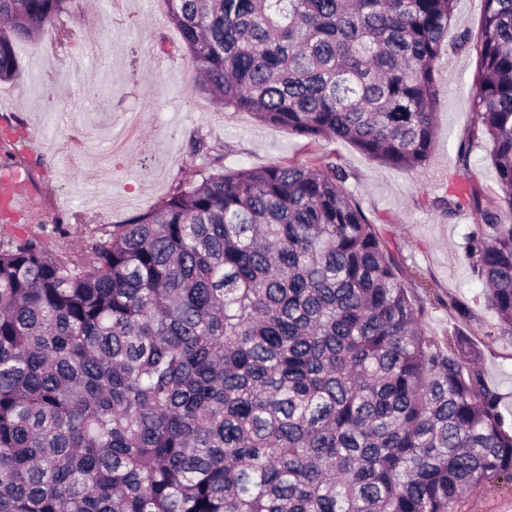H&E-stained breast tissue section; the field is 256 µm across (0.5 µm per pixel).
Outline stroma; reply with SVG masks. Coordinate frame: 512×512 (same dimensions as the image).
Here are the masks:
<instances>
[{"mask_svg": "<svg viewBox=\"0 0 512 512\" xmlns=\"http://www.w3.org/2000/svg\"><path fill=\"white\" fill-rule=\"evenodd\" d=\"M62 22L68 39L52 44L48 31L40 43L19 44V74L0 85V142L16 145L0 169L21 171L28 181L17 215L26 231L81 233L76 214L125 223L167 196L186 171L205 167L203 155L191 152L199 136L223 153L228 172L336 161L347 173L345 189L390 244L422 306L424 334H463L480 350L503 413L512 412V336L500 335L466 257L474 213L444 191L462 185L486 201L499 194L493 145L474 122L473 44L444 47L435 67V149L422 168L406 171L351 144L310 140L223 110L195 88L162 0H72ZM470 140L475 146L459 165V147ZM459 304L468 316L457 315ZM456 512H512V485H485L465 495Z\"/></svg>", "mask_w": 512, "mask_h": 512, "instance_id": "stroma-1", "label": "stroma"}]
</instances>
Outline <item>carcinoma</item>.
Instances as JSON below:
<instances>
[{
    "mask_svg": "<svg viewBox=\"0 0 512 512\" xmlns=\"http://www.w3.org/2000/svg\"><path fill=\"white\" fill-rule=\"evenodd\" d=\"M455 0H164L226 110L412 171ZM70 0H0L14 45ZM475 123L502 195L467 256L512 335V0H484ZM179 181L126 224L0 232V512H456L512 481L479 352L438 343L334 161Z\"/></svg>",
    "mask_w": 512,
    "mask_h": 512,
    "instance_id": "1",
    "label": "carcinoma"
}]
</instances>
